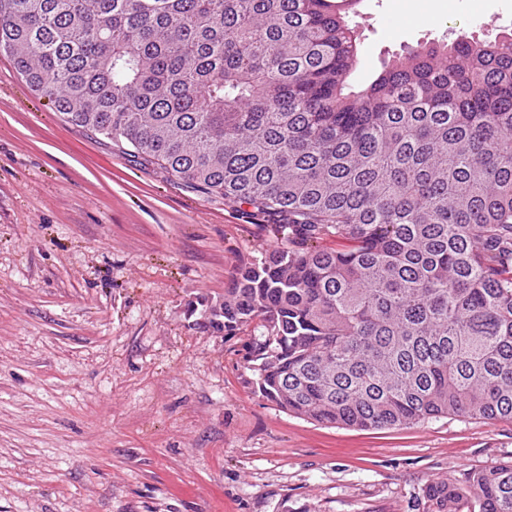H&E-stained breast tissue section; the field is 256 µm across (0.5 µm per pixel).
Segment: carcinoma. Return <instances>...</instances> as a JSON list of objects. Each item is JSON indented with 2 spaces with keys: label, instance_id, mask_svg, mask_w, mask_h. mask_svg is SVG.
I'll list each match as a JSON object with an SVG mask.
<instances>
[{
  "label": "carcinoma",
  "instance_id": "obj_1",
  "mask_svg": "<svg viewBox=\"0 0 512 512\" xmlns=\"http://www.w3.org/2000/svg\"><path fill=\"white\" fill-rule=\"evenodd\" d=\"M356 2L0 0V53L66 121L281 218L205 309L226 339L253 327L254 393L359 429L512 421V34L349 91ZM424 498L512 512V464Z\"/></svg>",
  "mask_w": 512,
  "mask_h": 512
}]
</instances>
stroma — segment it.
Returning a JSON list of instances; mask_svg holds the SVG:
<instances>
[{"mask_svg": "<svg viewBox=\"0 0 512 512\" xmlns=\"http://www.w3.org/2000/svg\"><path fill=\"white\" fill-rule=\"evenodd\" d=\"M359 0L384 61L512 33V0ZM272 217L62 120L0 54V512H427L512 462V421L321 425L253 394L202 300L277 248Z\"/></svg>", "mask_w": 512, "mask_h": 512, "instance_id": "35a3bbf8", "label": "stroma"}]
</instances>
